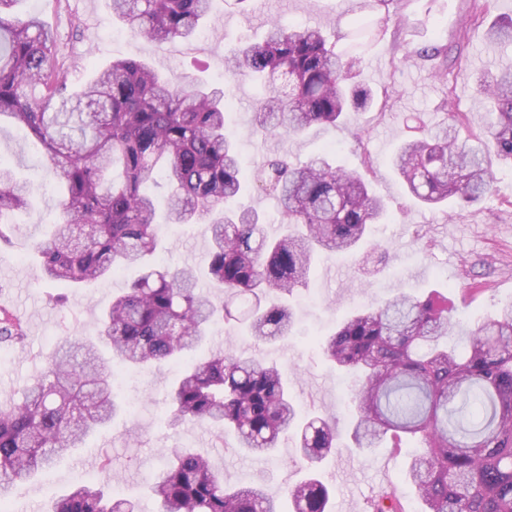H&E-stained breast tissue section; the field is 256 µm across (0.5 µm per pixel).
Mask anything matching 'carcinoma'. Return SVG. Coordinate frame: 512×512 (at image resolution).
I'll return each mask as SVG.
<instances>
[{
    "label": "carcinoma",
    "mask_w": 512,
    "mask_h": 512,
    "mask_svg": "<svg viewBox=\"0 0 512 512\" xmlns=\"http://www.w3.org/2000/svg\"><path fill=\"white\" fill-rule=\"evenodd\" d=\"M18 0H0V120L24 126L45 149L59 182V218L51 234L33 243L44 280L83 288L138 265L141 274L105 310L97 341L63 339L22 401L0 405V503L38 469L78 448L94 428L123 411L112 392L113 360L149 369L182 366L168 389V419L231 432L248 455L272 456L281 434L293 429L307 475L288 489L292 512H327L328 487L316 477L336 449V423L297 410L288 381L274 363L197 349L213 327L235 320L233 306L250 319V335L273 343L288 336L294 313L288 298L305 285L316 250L349 252L369 225L388 218L370 191L369 156L362 168L326 157L293 165L277 152L247 181L227 131L224 90L175 85L146 60L112 62L83 89H70L53 32L36 17L10 18ZM112 14L157 47L198 35L213 0H111ZM401 0H356L351 28L336 50L320 28L274 23L260 43H246L226 58L227 71L265 87L254 112L256 129L281 138L313 126H338L365 112L371 90L356 80L378 34L372 14ZM497 45H512V17L486 30ZM446 74L448 46L433 44L411 56ZM477 91L490 105L476 133L465 112L421 130L391 160L421 203L465 209L496 191L494 166H512V66L483 75ZM166 182V220L208 225L206 273L224 290L218 302L198 288L190 269L150 261L158 247V201L147 188ZM275 197L287 229L263 233L249 208L232 204L249 188ZM33 191L0 161V242L14 225L9 215L31 205ZM11 308L0 303V348L25 340ZM327 361L355 376L353 439L366 455L387 437L409 438L404 473L418 512H512V302L474 330L461 325L448 297L405 292L377 307L350 312L318 341ZM158 512H281L280 498L264 485L224 477L187 449L165 454L151 486ZM47 512H139L87 482L57 499ZM366 512H407L403 498L385 491Z\"/></svg>",
    "instance_id": "obj_1"
}]
</instances>
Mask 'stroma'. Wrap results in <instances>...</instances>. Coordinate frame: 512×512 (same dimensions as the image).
<instances>
[{"instance_id": "1", "label": "stroma", "mask_w": 512, "mask_h": 512, "mask_svg": "<svg viewBox=\"0 0 512 512\" xmlns=\"http://www.w3.org/2000/svg\"><path fill=\"white\" fill-rule=\"evenodd\" d=\"M472 0H402L401 23H388L366 57L360 82L375 92L390 91L385 112H371L362 145H355L346 127L311 128L302 136L261 139L252 132L253 112L263 96L259 83L225 74V55L244 42H259L271 22L286 26L323 27L326 37L345 32L351 20L350 0H251L246 9L215 0L213 11L196 38L159 49L133 36L113 19L109 0H21L19 17H37L57 37L72 61L67 80L80 89L96 71L117 59H149L175 83L205 80L223 88L230 105L229 130L246 169L263 156L287 150L291 160L305 162L332 151L337 164L358 167L360 151L376 164L373 191L384 198L390 217L371 225L360 250L320 253L307 287L294 299L297 325L275 344L255 347L246 325L232 321L213 329L207 358L223 351L261 353L276 361L289 380L291 396L302 413L345 418L354 389L351 378L338 373L316 345L349 312L378 305L398 291L417 295L438 289L458 305L467 327H475L500 304L512 301V171L496 172L497 192L465 210H433L420 206L394 175L389 159L417 128L440 123L446 111L468 113L481 125L487 101L476 88L477 75L512 61V46L488 42L485 27H468ZM439 42L460 46L449 58L445 79L431 77L425 65L403 63L404 51ZM447 110H440V102ZM42 147L22 127L0 124V158L34 186L30 211L16 215L11 242L0 245V300L27 320L24 344L0 350V403L16 402L23 388L43 369L59 338H94L101 312L113 295L136 277L129 268L92 288H71L67 302H55L59 289L43 282L30 254L32 241L47 231L56 215L58 193L42 167ZM156 264L204 271L209 234L204 224H171L163 230ZM180 373L177 364L137 370L114 367V394L125 407L109 427L88 437L83 447L40 469L18 487L15 512H48L74 484H104L110 495L139 501L141 512H155L151 479L161 453L190 448L210 458L215 470L234 480L264 483L285 495L304 476L296 453L297 436L282 439L276 454L258 459L239 453L232 436H219L196 423L171 425L166 417L165 384ZM405 453L382 443L372 456L339 450L322 467L332 490L331 512H365L379 490L396 488L408 508L416 500L402 479Z\"/></svg>"}]
</instances>
